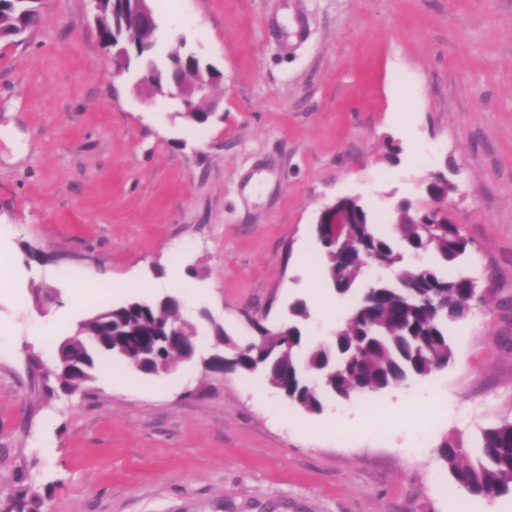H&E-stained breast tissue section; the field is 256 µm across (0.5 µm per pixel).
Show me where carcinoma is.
<instances>
[{
	"label": "carcinoma",
	"mask_w": 512,
	"mask_h": 512,
	"mask_svg": "<svg viewBox=\"0 0 512 512\" xmlns=\"http://www.w3.org/2000/svg\"><path fill=\"white\" fill-rule=\"evenodd\" d=\"M40 15V0H0V40L17 36V16ZM99 32L102 42L112 32L132 30L130 15L122 3L105 0ZM141 55L155 65L157 76L150 87L161 86L175 73L190 79L196 69L178 50L161 59L154 55L157 34L145 36ZM398 239L377 230L371 214L362 205L339 201L334 214L317 225L322 243L324 273L333 288L348 293L364 274L371 259L392 265L402 260L401 244L416 263L401 270L395 279L375 281L369 299L358 302L337 325L330 343L305 348L301 329L291 325L277 333L255 323L256 339L242 344L218 324L214 335L224 339V354L238 359L240 371L253 373L263 364V377L288 403L307 413L323 410L327 396L348 401L356 396L377 395L407 384L444 367L453 358L448 339L451 324L462 320L456 309L470 303L467 276H454L449 269L473 251V241L455 224L437 223L440 210H416L405 202L395 210ZM180 300L172 295L141 304L130 299L108 306L80 322L73 338L93 339L90 368L103 356L132 365L131 358L143 341L166 334L177 318ZM454 481L473 497L487 498L512 489V420L485 428L479 457L463 458L461 443L448 440L440 449Z\"/></svg>",
	"instance_id": "1"
}]
</instances>
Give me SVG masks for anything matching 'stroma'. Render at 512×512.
<instances>
[{
	"label": "stroma",
	"mask_w": 512,
	"mask_h": 512,
	"mask_svg": "<svg viewBox=\"0 0 512 512\" xmlns=\"http://www.w3.org/2000/svg\"><path fill=\"white\" fill-rule=\"evenodd\" d=\"M0 40V512L25 476L33 512H512V492L452 495L439 450L474 455L512 419V0H153L159 52L219 69L220 119L199 126L116 75L92 0H41ZM454 162L450 216L474 243L455 274L482 298L454 357L361 402L294 408L266 380L199 363L145 375L104 358L74 395H46L55 351L128 290L77 299L97 273L197 289L183 306L202 354L208 310L236 339L287 324L307 345L353 301L322 275L315 228L357 196L380 231ZM42 261H28V251Z\"/></svg>",
	"instance_id": "1"
}]
</instances>
